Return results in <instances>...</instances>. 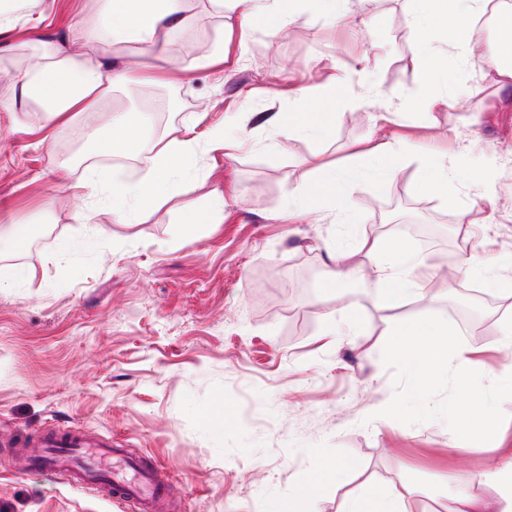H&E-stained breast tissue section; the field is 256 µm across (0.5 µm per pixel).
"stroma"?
<instances>
[{
	"mask_svg": "<svg viewBox=\"0 0 512 512\" xmlns=\"http://www.w3.org/2000/svg\"><path fill=\"white\" fill-rule=\"evenodd\" d=\"M42 6L48 21L0 37L2 101L44 43L77 50L84 30L108 24L102 0ZM327 6L315 0L301 11L282 0L289 20L278 41L269 38L277 15L261 13L243 46L234 13L185 0L187 21L164 62L113 88L95 111L52 129L35 111L0 112V225L43 227L20 250L0 240V512H122L26 463L24 449L58 426L154 466L178 512H286L304 488L301 512H343L361 486L389 483L411 486L416 512H448L449 472L502 463L443 421L407 426L379 414L393 395L381 360L392 327L429 314L452 320L473 288L486 299L461 333L464 346L486 380L512 365L501 345L512 318V89L479 69L496 31L469 61H448L449 104L417 109L422 57L445 49L437 27H415L409 0H352L344 23ZM196 59L207 67L191 68ZM321 85L332 95L298 106L303 89ZM132 110L169 139L204 145L218 130L242 146L230 158L211 149L190 196L133 223L107 207L80 221L72 182L91 166L137 178L156 149L145 144L137 159L87 149V132ZM263 112L282 113V123L262 125ZM303 123L322 124L326 136L299 140ZM398 137L411 159L392 178L354 183L347 223L331 222L311 196L300 218L289 217L288 190L312 169ZM446 154L461 159L448 195L469 213L412 188ZM489 170L499 189L486 201L476 183ZM192 212L203 224L197 235L183 231ZM84 240L87 251L58 261L66 243ZM361 240L395 245L393 260L430 293L386 304L379 257L358 249ZM339 245L365 271L349 291L326 276L327 251ZM472 251L501 259L497 281L464 274ZM18 265L32 277L12 281Z\"/></svg>",
	"mask_w": 512,
	"mask_h": 512,
	"instance_id": "1",
	"label": "stroma"
}]
</instances>
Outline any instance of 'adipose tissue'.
Segmentation results:
<instances>
[{
	"mask_svg": "<svg viewBox=\"0 0 512 512\" xmlns=\"http://www.w3.org/2000/svg\"><path fill=\"white\" fill-rule=\"evenodd\" d=\"M488 0H411L415 24L429 25L433 18L446 19L440 37L449 51L470 58L475 47L473 31L484 15ZM113 43L134 41L145 54H153L174 27L184 23L182 0H104ZM498 34L493 52L483 59V69L499 78L500 85L512 83V5L494 16ZM137 64L108 52L97 33H89L81 51L50 43L43 59L22 69L16 76L12 100L0 109L24 112L38 108L46 124L53 125L104 101L114 85L131 81ZM121 133L97 139L100 152L137 156L148 137L126 114L112 118ZM408 158L405 145L378 141L364 156L349 165L314 169L313 176L329 193V208L339 220L347 218V194L353 183L365 179H387ZM198 155L191 140L170 139L149 159L148 171L136 181L106 180L97 168H88L73 188L77 197L111 207L122 222L137 219L141 210L153 206L163 195H186L198 180ZM447 482L457 490L454 512H512V453L502 465L478 474L449 475ZM345 512H413L408 492L377 487L359 493L347 503Z\"/></svg>",
	"mask_w": 512,
	"mask_h": 512,
	"instance_id": "obj_1",
	"label": "adipose tissue"
}]
</instances>
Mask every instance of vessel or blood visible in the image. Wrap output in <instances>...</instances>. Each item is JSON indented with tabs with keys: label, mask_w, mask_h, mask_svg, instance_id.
I'll return each instance as SVG.
<instances>
[{
	"label": "vessel or blood",
	"mask_w": 512,
	"mask_h": 512,
	"mask_svg": "<svg viewBox=\"0 0 512 512\" xmlns=\"http://www.w3.org/2000/svg\"><path fill=\"white\" fill-rule=\"evenodd\" d=\"M104 457L111 458V466L101 465ZM28 460L35 468L50 472L69 485L104 486L118 501L137 504L139 512H161L168 497L166 485L124 449L90 441L70 428L58 429L40 441Z\"/></svg>",
	"instance_id": "1"
}]
</instances>
